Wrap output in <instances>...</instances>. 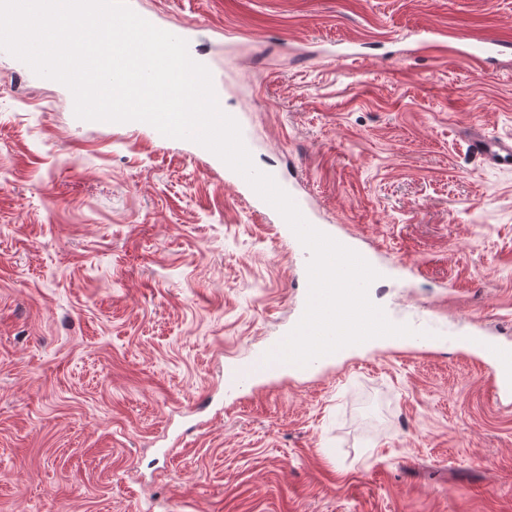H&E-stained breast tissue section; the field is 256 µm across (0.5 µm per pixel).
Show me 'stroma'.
Listing matches in <instances>:
<instances>
[{"instance_id": "stroma-1", "label": "stroma", "mask_w": 512, "mask_h": 512, "mask_svg": "<svg viewBox=\"0 0 512 512\" xmlns=\"http://www.w3.org/2000/svg\"><path fill=\"white\" fill-rule=\"evenodd\" d=\"M214 70L257 168L434 323L224 392L282 334L302 262L193 143L78 119L0 51V512H512V0H133ZM511 48L510 42H503L497 37L477 36L471 38L466 54L475 63L485 66L496 60L497 56L508 52ZM469 151L475 158L484 163L512 166V140L488 136L480 131H474L470 138ZM265 173H268L270 175H272L275 180L277 181V183L293 198V200L296 202V204L298 205L299 209L301 210L302 214L304 215V217L306 218V220L312 224L314 227H316L317 229L321 230L322 232L328 234L329 236L333 237L334 239H336L338 242H340L341 244L357 251L361 256H363L381 275V271L380 269H378L373 261H372V258H371V255L362 250L361 248H359L353 240L349 239V238H346V237H341L339 235H336L334 233H332L327 227H325L324 225L322 224H317L315 221H313V219L311 218L310 216V213H309V210H308V207L305 203V201L297 194H295L294 192L290 191L289 189H287V187L280 181L279 177H278V174L276 173V171L274 170H270V169H259ZM469 347L476 350H487L491 352L493 358V367L491 373L494 380L502 387H512V348L501 345H491L482 340L470 338Z\"/></svg>"}]
</instances>
